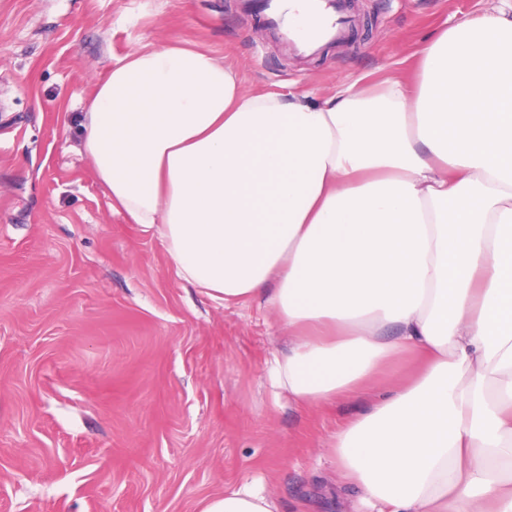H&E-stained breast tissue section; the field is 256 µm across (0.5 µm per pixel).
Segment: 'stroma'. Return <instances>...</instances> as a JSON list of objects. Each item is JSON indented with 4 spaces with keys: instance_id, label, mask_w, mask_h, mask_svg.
<instances>
[{
    "instance_id": "1",
    "label": "stroma",
    "mask_w": 512,
    "mask_h": 512,
    "mask_svg": "<svg viewBox=\"0 0 512 512\" xmlns=\"http://www.w3.org/2000/svg\"><path fill=\"white\" fill-rule=\"evenodd\" d=\"M504 3L343 0L344 43L300 55L245 0H0V512H199L244 487L278 512H366L328 448L370 398L275 396L274 312L175 276L113 212L80 117L146 44L208 51L251 91L412 84L427 42Z\"/></svg>"
}]
</instances>
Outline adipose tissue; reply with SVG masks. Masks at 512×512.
Returning a JSON list of instances; mask_svg holds the SVG:
<instances>
[{"mask_svg": "<svg viewBox=\"0 0 512 512\" xmlns=\"http://www.w3.org/2000/svg\"><path fill=\"white\" fill-rule=\"evenodd\" d=\"M82 145L113 210L212 301L272 309L274 386L300 407L417 375L342 425L369 512H512V13L422 51L418 82L252 92L192 48L145 45L90 98ZM247 488L201 512H276Z\"/></svg>", "mask_w": 512, "mask_h": 512, "instance_id": "1", "label": "adipose tissue"}]
</instances>
